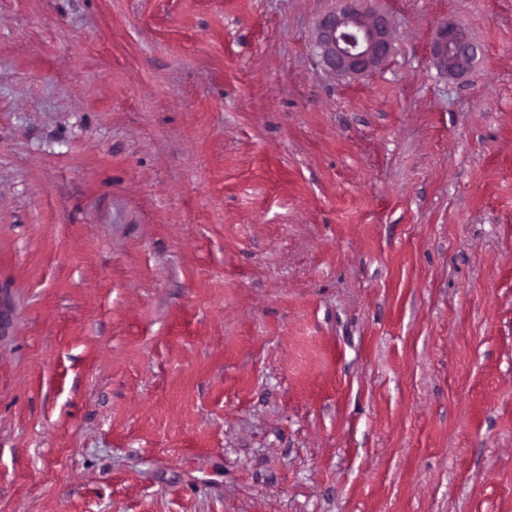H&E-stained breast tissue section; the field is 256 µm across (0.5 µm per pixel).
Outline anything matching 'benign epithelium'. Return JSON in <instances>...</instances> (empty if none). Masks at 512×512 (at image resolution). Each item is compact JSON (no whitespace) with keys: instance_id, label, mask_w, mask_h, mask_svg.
<instances>
[{"instance_id":"7a95c632","label":"benign epithelium","mask_w":512,"mask_h":512,"mask_svg":"<svg viewBox=\"0 0 512 512\" xmlns=\"http://www.w3.org/2000/svg\"><path fill=\"white\" fill-rule=\"evenodd\" d=\"M370 2L336 0L318 21L314 45L324 65L339 76L369 74L394 52L388 21ZM430 55L441 73L459 75L472 70L476 48L464 26L444 20L436 25Z\"/></svg>"}]
</instances>
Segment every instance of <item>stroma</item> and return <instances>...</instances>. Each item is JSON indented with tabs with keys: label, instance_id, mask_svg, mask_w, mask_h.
<instances>
[{
	"label": "stroma",
	"instance_id": "35a3bbf8",
	"mask_svg": "<svg viewBox=\"0 0 512 512\" xmlns=\"http://www.w3.org/2000/svg\"><path fill=\"white\" fill-rule=\"evenodd\" d=\"M334 5L0 0V512H512V0ZM371 0H336L318 21L314 45L324 65L339 76L366 75L394 52L386 17L371 9ZM430 55L443 74H465L472 70L476 48L463 25L444 20L436 25Z\"/></svg>",
	"mask_w": 512,
	"mask_h": 512
}]
</instances>
